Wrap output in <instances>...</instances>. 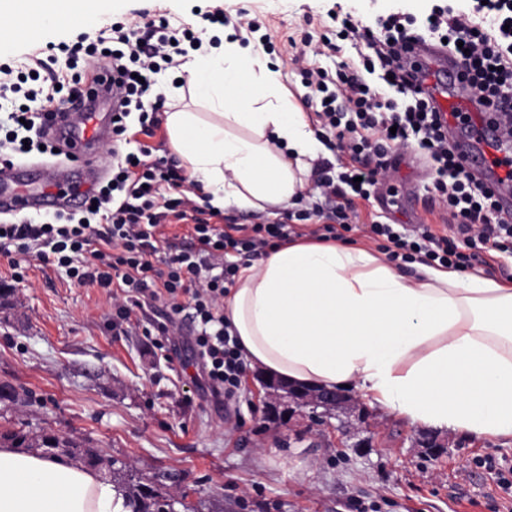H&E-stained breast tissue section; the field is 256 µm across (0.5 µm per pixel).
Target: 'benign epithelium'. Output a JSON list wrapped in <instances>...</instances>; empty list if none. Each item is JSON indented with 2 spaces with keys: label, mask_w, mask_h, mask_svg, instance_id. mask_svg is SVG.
<instances>
[{
  "label": "benign epithelium",
  "mask_w": 512,
  "mask_h": 512,
  "mask_svg": "<svg viewBox=\"0 0 512 512\" xmlns=\"http://www.w3.org/2000/svg\"><path fill=\"white\" fill-rule=\"evenodd\" d=\"M263 385L275 396V401L269 404V411L280 418L290 417L301 408L310 409L313 415L321 413L328 416L351 403L354 404V409L358 410L359 421L364 422L368 418L364 406L353 403L349 395L338 390L303 387L272 375L264 377Z\"/></svg>",
  "instance_id": "obj_1"
}]
</instances>
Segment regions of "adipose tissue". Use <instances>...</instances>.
<instances>
[{
    "label": "adipose tissue",
    "mask_w": 512,
    "mask_h": 512,
    "mask_svg": "<svg viewBox=\"0 0 512 512\" xmlns=\"http://www.w3.org/2000/svg\"><path fill=\"white\" fill-rule=\"evenodd\" d=\"M183 68L206 106L165 115L189 179L215 209L274 211L324 151L281 72L239 39ZM224 319L250 366L309 386L363 389L412 425L512 439V284L424 268L412 281L364 246L293 241L240 270ZM0 512H127L94 472L0 447Z\"/></svg>",
    "instance_id": "1"
}]
</instances>
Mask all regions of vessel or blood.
<instances>
[{
  "instance_id": "1",
  "label": "vessel or blood",
  "mask_w": 512,
  "mask_h": 512,
  "mask_svg": "<svg viewBox=\"0 0 512 512\" xmlns=\"http://www.w3.org/2000/svg\"><path fill=\"white\" fill-rule=\"evenodd\" d=\"M413 57L419 67L416 84L433 101L458 162L467 173L494 188L503 215L512 217V185L504 182L499 165L501 159L512 157V139L504 135L496 112L464 87L466 66L461 57L431 43L417 44ZM459 112L469 113V127L456 123ZM109 137L110 130L100 122L97 112L72 113L60 139L77 156V166L56 169L50 189L39 193L26 189L30 170L0 168V216L71 207L72 200L62 193V185L73 178L97 179L102 170L97 149Z\"/></svg>"
}]
</instances>
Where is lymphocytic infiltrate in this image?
I'll list each match as a JSON object with an SVG mask.
<instances>
[{"mask_svg":"<svg viewBox=\"0 0 512 512\" xmlns=\"http://www.w3.org/2000/svg\"><path fill=\"white\" fill-rule=\"evenodd\" d=\"M419 37L446 41L451 52H462L470 89L487 104L512 101V0H470L469 9L460 12L437 6L420 24L390 14L364 30L345 15L334 37H322L316 51L339 54L348 45L357 63L342 61L329 71L305 66L302 56L291 58L312 91L307 105L315 107L323 127L338 130L336 148L350 159L339 176L324 172L318 179L325 203L312 211L318 220L313 234L329 240L351 231L352 197L368 198L369 186L388 174L389 153L413 143L438 174V203L454 220L461 242L451 243L428 224L407 235L375 221L369 232L390 244L391 259L417 258L461 271L471 267L477 252L512 250V218L502 216L493 189L462 170L437 113L413 84L406 52ZM201 46L193 25L174 27L165 17L145 14L134 22L106 26L95 40L61 44L71 61L82 64L71 75L40 76L47 63L38 56L32 74L0 68V99L17 95L39 105L35 111L11 112L15 127L0 137V166L13 164L27 149L40 148L47 123L63 102L92 83L104 59H111L123 89L122 104L112 115L111 178L84 194L75 211L54 214L45 222L22 218L1 223L0 256L19 251L40 264L66 268L78 285L128 289L139 308L164 303L170 310L158 328L164 336L181 313H188L209 389L229 399L245 367L238 341L224 321V298L240 268L275 242L295 237L296 227L267 216L255 224L216 227L191 198L196 183L166 158L154 157L153 146L141 145L135 154L118 149L128 135H155L164 100L145 101L154 75L180 68L188 50ZM375 72L388 81L392 95L380 94L366 81V74ZM174 221L190 223L192 245L158 258L162 229Z\"/></svg>","mask_w":512,"mask_h":512,"instance_id":"lymphocytic-infiltrate-1","label":"lymphocytic infiltrate"}]
</instances>
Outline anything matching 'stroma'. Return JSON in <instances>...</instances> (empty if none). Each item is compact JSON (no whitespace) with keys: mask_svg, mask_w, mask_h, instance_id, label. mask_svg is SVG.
Here are the masks:
<instances>
[{"mask_svg":"<svg viewBox=\"0 0 512 512\" xmlns=\"http://www.w3.org/2000/svg\"><path fill=\"white\" fill-rule=\"evenodd\" d=\"M219 5L269 24L276 62L304 15L314 16L316 37L331 10L368 25L380 14L422 15L432 0H112L98 21L48 23L33 38L1 45L0 63L23 66L47 43L95 35L142 8L176 26ZM425 183L398 161L391 180L356 200L357 228L345 242L384 250L385 240L363 230L374 220L402 232L418 223L440 229L446 217L427 202ZM18 261L15 281L0 260V384L17 391L0 402L1 432L45 429L91 444L101 451L103 480L124 464L137 476L162 477V492L185 496L199 512H512V494L478 464L490 456L512 466V439L410 425L375 407L365 424L345 412L281 422L268 412L260 370L248 369L232 400L211 394L190 321L182 320L179 335H159L164 304L132 309L121 323L107 290L77 285L25 255ZM426 436L444 444L442 455L420 446Z\"/></svg>","mask_w":512,"mask_h":512,"instance_id":"1","label":"stroma"}]
</instances>
